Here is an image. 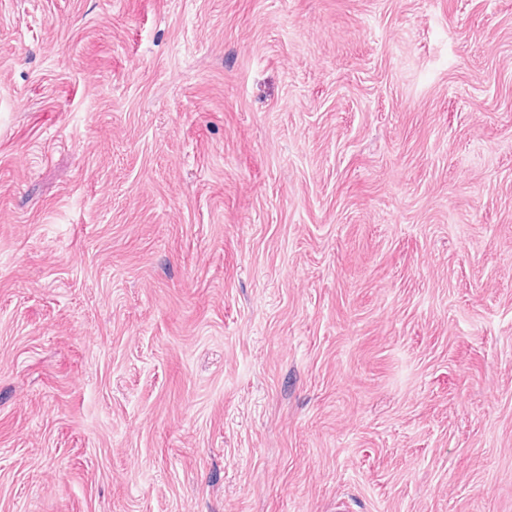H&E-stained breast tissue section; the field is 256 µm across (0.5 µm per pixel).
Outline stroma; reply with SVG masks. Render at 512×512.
<instances>
[{
    "label": "stroma",
    "mask_w": 512,
    "mask_h": 512,
    "mask_svg": "<svg viewBox=\"0 0 512 512\" xmlns=\"http://www.w3.org/2000/svg\"><path fill=\"white\" fill-rule=\"evenodd\" d=\"M0 512H512V0H0Z\"/></svg>",
    "instance_id": "obj_1"
}]
</instances>
